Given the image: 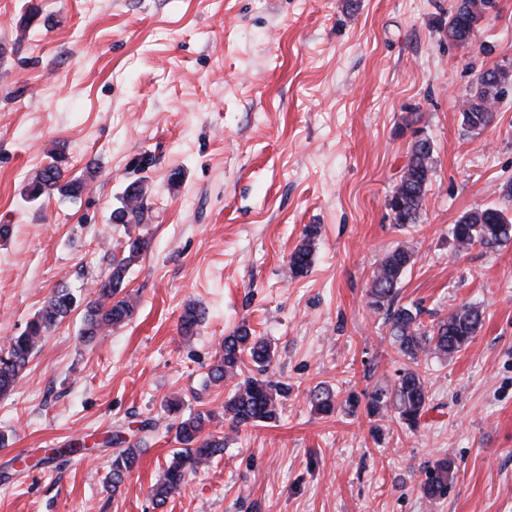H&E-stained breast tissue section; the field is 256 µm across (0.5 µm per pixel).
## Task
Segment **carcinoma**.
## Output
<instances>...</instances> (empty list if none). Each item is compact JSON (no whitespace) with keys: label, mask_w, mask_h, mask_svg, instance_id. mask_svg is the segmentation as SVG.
<instances>
[{"label":"carcinoma","mask_w":512,"mask_h":512,"mask_svg":"<svg viewBox=\"0 0 512 512\" xmlns=\"http://www.w3.org/2000/svg\"><path fill=\"white\" fill-rule=\"evenodd\" d=\"M471 2L473 10L469 12L452 7L448 40L454 44L466 46L472 43L474 29L469 27L470 20L481 17V8L495 0ZM471 97L474 103L466 102L461 109L462 123L466 130L477 133L493 122L498 99L486 88L478 86L473 87ZM62 162V155H51V161L26 185L25 196L28 200L38 201L54 194L76 198L82 193L83 180L62 181ZM433 171V145L414 142L407 158V170L392 192L400 210V225L419 221ZM144 200V184L133 182L124 191L122 206L114 209V212L129 215L124 225H138L144 220ZM505 214L506 209L497 205L477 206L465 212L453 227L457 249L466 250L475 244L496 249L512 242V218L502 220ZM318 233L319 227L315 224L304 228L303 238L290 256L292 275H304L312 267ZM150 244L151 240L145 234H127L122 245V256L112 257L109 274L98 285L93 298L82 302L63 286L45 302L20 334L9 338L7 351L0 355L1 397L14 389L46 333L73 311L78 303L85 305L82 338L87 343L94 342L103 329L124 324L132 318L136 302L127 295H121V292L131 266L149 249ZM415 256V251L409 247H398L386 253L373 272L369 292L371 306L385 312L390 336L412 366L401 372L392 392L373 394L368 409L377 414L389 407L410 428L419 425L431 401L426 382L415 369L420 357L428 354L454 356L468 344L481 324V312L473 305H462L428 327L420 320V309L396 304L398 286L405 271L414 263ZM201 319L202 313L196 307H187L180 317L182 333L191 334ZM273 358L272 345L255 335L246 324L224 336L207 377L209 383L215 385L233 383L224 399V417L235 426L270 424L278 420L281 397L288 393V388L264 377L238 380L245 362L252 363L258 372L263 373ZM312 406L320 415H330L334 410L332 396L326 392L313 394ZM211 419L212 413L198 412L178 422L176 439L181 448L173 453L162 479L152 488L156 506L164 505L170 496L177 493L189 473L224 454V437L205 432ZM112 444L118 446L112 455V483L117 485L133 469L142 448L141 441L126 439L118 432L113 435ZM451 468V462L442 459L425 471L420 490L428 501L438 502L448 495Z\"/></svg>","instance_id":"1"}]
</instances>
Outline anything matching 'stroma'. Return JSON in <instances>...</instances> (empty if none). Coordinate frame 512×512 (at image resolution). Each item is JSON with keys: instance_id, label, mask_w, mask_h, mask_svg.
<instances>
[{"instance_id": "1", "label": "stroma", "mask_w": 512, "mask_h": 512, "mask_svg": "<svg viewBox=\"0 0 512 512\" xmlns=\"http://www.w3.org/2000/svg\"><path fill=\"white\" fill-rule=\"evenodd\" d=\"M454 0H0V351L61 286L92 292L119 253L110 214L146 187L151 247L125 291L133 318L82 341V310L50 330L0 397V512H512V243L457 251L466 211L512 181V97L466 130L460 106L484 70L512 69V0L473 45L448 39ZM435 171L419 223L386 201L416 135ZM78 198L24 188L51 152ZM314 264L292 276L306 225ZM416 253L397 302L423 324L459 305L482 323L453 357H422L431 402L417 428L370 413L405 359L368 295L384 254ZM205 319L185 336L187 306ZM248 323L288 384L278 422L234 427L207 373ZM329 390L335 410L316 414ZM211 410L224 454L163 508L151 500L177 420ZM120 486L105 438L142 421ZM453 467L445 499L419 488ZM452 464L448 459L436 461L425 471L420 490L429 502H438L448 495V480Z\"/></svg>"}]
</instances>
